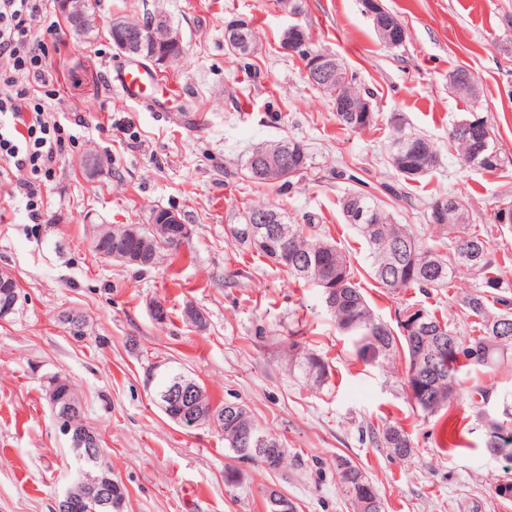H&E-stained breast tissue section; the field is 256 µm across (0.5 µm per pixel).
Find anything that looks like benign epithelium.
I'll return each mask as SVG.
<instances>
[{
	"label": "benign epithelium",
	"instance_id": "benign-epithelium-1",
	"mask_svg": "<svg viewBox=\"0 0 512 512\" xmlns=\"http://www.w3.org/2000/svg\"><path fill=\"white\" fill-rule=\"evenodd\" d=\"M58 8L70 27L80 33L83 31L85 11L78 0H58ZM109 32L113 46L121 53L137 59H143L156 66L169 65L182 51L181 40L171 28L166 18L157 16L147 27H134L125 19L115 17L109 22ZM283 48L291 55L305 59V77L316 86L334 87L333 99L338 112H370L371 102L367 99L354 105L343 93L344 84L340 79V67L336 58L309 45L305 29L299 24L291 25L283 35ZM251 162L260 171L276 175L279 179H288L296 175L298 168L288 158V145L283 142L266 143L255 150ZM83 169L89 176L102 171L101 156L93 151L82 157ZM273 216L265 211H255L248 216L254 234L253 243L257 246L267 244L272 234ZM180 403L184 409L194 407L191 391L175 384L160 396L159 406L167 410L171 404ZM54 422L58 432L65 436L76 457L93 459L102 453L100 443L88 436L85 431L76 429L75 419L80 415L77 405L58 398L50 400ZM235 443L242 448L240 461L252 463L263 458L266 465L278 468L280 458L287 452L285 448H276V441L255 433L249 428H241L235 435ZM268 512H288L291 504L276 486H270L266 495ZM91 503L105 510L112 507V478L95 477L88 481L70 486L55 503L54 512H74Z\"/></svg>",
	"mask_w": 512,
	"mask_h": 512
}]
</instances>
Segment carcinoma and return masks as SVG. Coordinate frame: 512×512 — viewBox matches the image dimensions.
<instances>
[{"mask_svg":"<svg viewBox=\"0 0 512 512\" xmlns=\"http://www.w3.org/2000/svg\"><path fill=\"white\" fill-rule=\"evenodd\" d=\"M336 120L343 129L359 132L371 127L375 116L363 112H338ZM395 134L388 145L391 165L403 181H414L436 168L438 155L430 143L402 129L400 119L393 118ZM479 139L461 133L452 137L464 164L485 171H495L504 165V158L495 151L493 132L488 124L477 133ZM293 163L304 173L311 167V157L306 147L295 139H287ZM488 144L489 149L480 147ZM260 209L277 217L281 227L280 238L270 246L256 252L281 267L296 281L317 288L329 287L335 300L329 309L336 328L348 337L355 354L367 364L386 360L401 349L407 359L404 372V390L415 409L427 416L449 407L460 385V375L471 370H494L512 359V292L504 286L500 267L491 248L489 238L471 230V214L467 204L457 195L449 194L433 199L424 205L423 212L429 225L439 231L432 242H424L410 224H398L384 212L374 193L358 187L342 201L346 223L357 232L368 250L367 273L381 288L399 292L416 288L427 292L446 288L462 270L476 274L480 284L461 298V305L468 316L475 318L480 335L468 337L452 328L448 322L421 306L411 305L403 312L412 311L417 316L419 332L405 334V324L398 323L394 331L377 317L363 291L354 282V270L346 254L320 232L314 218L305 224H288L281 208L262 205ZM122 224H101L97 237L90 241L92 250L102 259L113 254L141 258L134 264L139 270L157 265V262L180 257V248L170 240L155 237L150 225L143 224L137 235L121 233ZM302 377L314 386L327 382V365L324 360L309 352L299 365ZM181 373L165 363H157L152 374L159 392H165ZM58 377L48 378L51 396L62 395L71 400L77 395L68 381L55 384ZM194 389V414L199 426H210L209 417H224L225 403L213 402L206 389L190 378ZM256 425L249 410L237 417V424L223 421L218 424L224 432V444L234 449L231 436L240 427ZM470 430H452L435 437L436 443L450 451L465 447L463 435ZM380 444L388 453L399 459L412 454L411 442L404 430L396 426L382 429ZM509 449L507 461L512 462V397L502 398L501 418L491 422L486 448L495 447L496 441ZM349 465L355 480L340 478L346 495L357 512H385V504L377 488L353 462L343 456L336 463Z\"/></svg>","mask_w":512,"mask_h":512,"instance_id":"obj_1","label":"carcinoma"}]
</instances>
